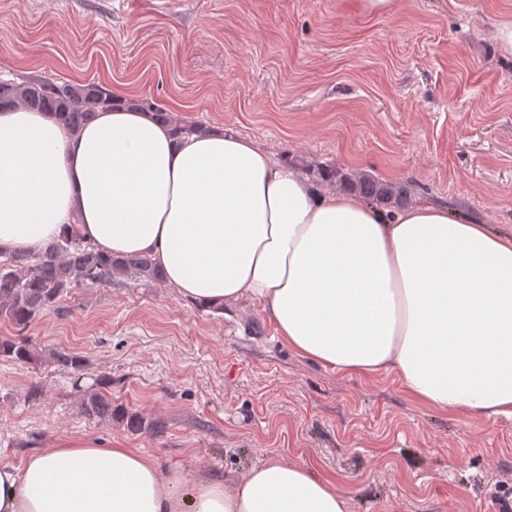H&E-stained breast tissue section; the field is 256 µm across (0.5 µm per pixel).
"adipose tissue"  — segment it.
<instances>
[{
  "label": "adipose tissue",
  "mask_w": 512,
  "mask_h": 512,
  "mask_svg": "<svg viewBox=\"0 0 512 512\" xmlns=\"http://www.w3.org/2000/svg\"><path fill=\"white\" fill-rule=\"evenodd\" d=\"M146 254L203 307L248 295L296 351L346 374H395L442 412L512 414V236L447 207L390 214L323 190L221 129L179 136L100 112L76 134L0 112V252L66 233ZM0 512H349L335 483L270 460L219 479L64 440L0 465Z\"/></svg>",
  "instance_id": "adipose-tissue-1"
}]
</instances>
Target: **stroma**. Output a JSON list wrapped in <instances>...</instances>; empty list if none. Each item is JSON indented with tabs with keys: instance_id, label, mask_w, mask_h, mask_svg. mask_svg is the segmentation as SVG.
I'll return each instance as SVG.
<instances>
[{
	"instance_id": "1",
	"label": "stroma",
	"mask_w": 512,
	"mask_h": 512,
	"mask_svg": "<svg viewBox=\"0 0 512 512\" xmlns=\"http://www.w3.org/2000/svg\"><path fill=\"white\" fill-rule=\"evenodd\" d=\"M512 0H0V80L42 75L148 97L321 166L405 184L413 202L512 236ZM0 465L60 440L113 441L217 478L270 459L335 482L350 512H488L512 485V416L441 412L392 374L347 376L284 343L249 298L203 309L168 283L71 286L0 337ZM64 350L81 360L65 369ZM160 433L83 415L91 385ZM39 397H32V390ZM0 355L26 362L33 359L35 352L25 336L3 337L0 339Z\"/></svg>"
}]
</instances>
